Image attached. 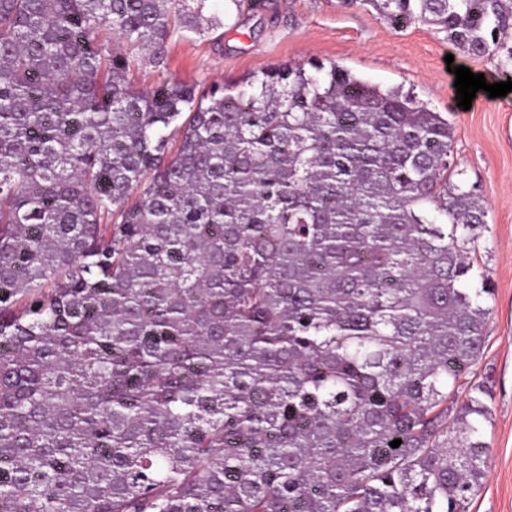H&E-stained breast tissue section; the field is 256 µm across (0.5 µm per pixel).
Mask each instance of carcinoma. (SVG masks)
<instances>
[{
    "label": "carcinoma",
    "instance_id": "1",
    "mask_svg": "<svg viewBox=\"0 0 512 512\" xmlns=\"http://www.w3.org/2000/svg\"><path fill=\"white\" fill-rule=\"evenodd\" d=\"M214 2L0 0V512H467L487 207L448 119L334 61L136 87ZM371 2L512 72L509 0Z\"/></svg>",
    "mask_w": 512,
    "mask_h": 512
}]
</instances>
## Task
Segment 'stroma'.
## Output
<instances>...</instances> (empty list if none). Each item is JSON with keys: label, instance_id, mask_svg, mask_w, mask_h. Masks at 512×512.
I'll return each instance as SVG.
<instances>
[{"label": "stroma", "instance_id": "obj_1", "mask_svg": "<svg viewBox=\"0 0 512 512\" xmlns=\"http://www.w3.org/2000/svg\"><path fill=\"white\" fill-rule=\"evenodd\" d=\"M166 49V69L145 62L135 71L138 87L165 80L206 86L274 65L333 61L368 82L402 87L447 118L452 170L458 182L477 186L489 223L473 256L487 268L490 315L483 354L468 377L489 394L492 420L484 432L491 451L468 512H512V92L492 99L478 91L462 110L445 62L453 55L455 65L492 84L500 77L496 58L458 52L432 25L393 28L368 0H257L237 21L204 37L173 38Z\"/></svg>", "mask_w": 512, "mask_h": 512}]
</instances>
